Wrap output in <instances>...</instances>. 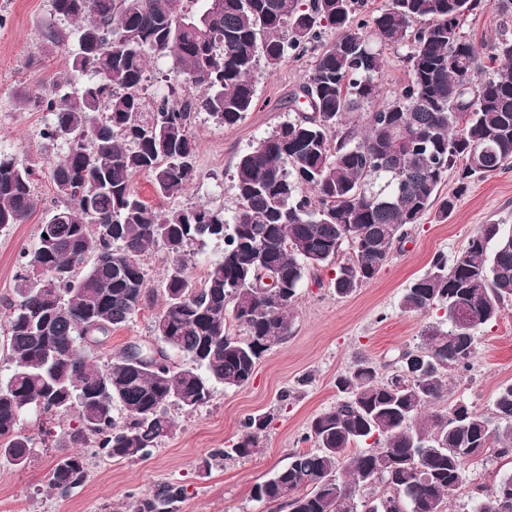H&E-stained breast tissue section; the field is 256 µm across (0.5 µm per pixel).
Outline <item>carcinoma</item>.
Returning a JSON list of instances; mask_svg holds the SVG:
<instances>
[{
  "instance_id": "carcinoma-1",
  "label": "carcinoma",
  "mask_w": 512,
  "mask_h": 512,
  "mask_svg": "<svg viewBox=\"0 0 512 512\" xmlns=\"http://www.w3.org/2000/svg\"><path fill=\"white\" fill-rule=\"evenodd\" d=\"M222 2L210 14L182 0H53L72 29L49 28L46 44L73 39L77 49L66 78L27 100L54 116L42 136L68 146L49 170L64 203L23 253L10 304L0 457L11 466L28 462L32 438L21 420L31 412H77L80 426L68 434L77 447L93 440L112 459L150 456L174 428L168 405L194 411L215 385L247 384L262 354L286 339L308 269L336 265V294L355 293L389 262L407 226L435 205L443 219L453 212L456 197L438 196L448 171L458 170L463 190L512 162V38L493 44L500 67L481 78L478 49L462 32L482 0H387L368 19L358 16L359 0ZM401 46L409 75L401 97L370 112L363 132L343 127L346 113L378 95L382 48ZM310 50L288 98L294 117L236 162L231 217L205 204L160 209L139 196L140 174L163 197L196 178V113L236 124L252 107L259 66L272 70ZM168 55L173 80L203 95L146 96L149 63ZM87 73L96 81L71 90ZM395 129L409 134L398 158L390 156ZM33 177L0 156V230L41 206ZM205 239L224 249L198 282L189 248ZM345 244L352 254L340 261ZM150 248L171 257L152 329L161 359L131 362L121 350L101 366L91 350L149 298L141 256ZM53 271L56 292H46L38 276ZM400 305L412 314L439 307L446 319L400 350L388 376L365 360L340 375L336 403L306 436L315 449L293 453L256 485L257 500L283 499L288 512H447L476 458H512V382L498 387L490 418L448 399L449 375L471 366L476 331L512 306V228L485 224L453 260L436 255ZM461 307L464 323L453 314ZM230 320L245 338L229 332ZM173 352L185 362H172ZM117 405L129 421L116 420ZM244 427L233 448L241 458L258 447L265 419ZM369 439L372 448L350 453ZM85 476L84 459L66 455L49 485L67 493ZM500 494L512 498V473L482 490L470 512H497ZM185 495L184 486L163 484L131 498L126 512H177Z\"/></svg>"
}]
</instances>
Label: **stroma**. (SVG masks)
<instances>
[{"instance_id": "obj_1", "label": "stroma", "mask_w": 512, "mask_h": 512, "mask_svg": "<svg viewBox=\"0 0 512 512\" xmlns=\"http://www.w3.org/2000/svg\"><path fill=\"white\" fill-rule=\"evenodd\" d=\"M63 25L52 0H0V153L34 169V191L46 203L25 223L0 230V377L11 370L9 304L15 299L21 254L33 248L47 209L60 203L49 166L63 156L66 146L43 138L52 114L23 104L22 98L33 89L50 86L66 72V49L44 43L46 29ZM503 29L504 19L494 0H486L465 20L462 31L480 44L495 40ZM311 61L307 55L287 59L272 71L260 69L254 106L235 125L223 126L208 113H197L193 125L197 178L187 190L160 198L143 175L134 179L136 190L155 206L207 203L232 215L238 156L288 121L287 99ZM440 193L458 197L448 219L430 215L409 227L388 264L356 293L345 298L336 295L333 266L310 270L294 304L287 339L261 356L246 385L215 386L210 401L191 412L169 407L174 430L148 459L90 454L81 486L65 494L50 490V473L66 453L62 436L77 426L78 418L73 412L62 417L26 416L22 431L33 441L30 459L22 467L0 465V512H123L130 496L166 483L187 490L178 512H288L281 505L256 500L254 487L287 464L293 452L312 450L304 435L313 418L335 403L337 377L360 359L386 371L401 349L418 343L424 325L438 320L435 311L404 312L403 289L429 270L435 254L451 257L464 248L481 225L512 227V169L471 182L464 190L452 172ZM160 304V293L152 292L126 325L94 349L98 362L106 363L125 345L151 340ZM506 381H512V307L478 329L472 368L465 376L452 377L449 398L486 413ZM249 416L266 418L267 426L254 454L240 458L232 448ZM511 471V465L495 457L474 461L466 486L450 496L447 512H469L477 487L492 485Z\"/></svg>"}]
</instances>
